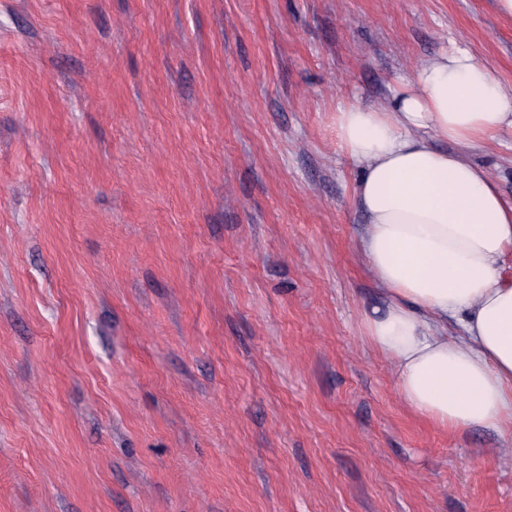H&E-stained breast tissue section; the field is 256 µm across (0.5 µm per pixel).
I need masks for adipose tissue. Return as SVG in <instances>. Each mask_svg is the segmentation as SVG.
I'll list each match as a JSON object with an SVG mask.
<instances>
[{"instance_id": "adipose-tissue-1", "label": "adipose tissue", "mask_w": 512, "mask_h": 512, "mask_svg": "<svg viewBox=\"0 0 512 512\" xmlns=\"http://www.w3.org/2000/svg\"><path fill=\"white\" fill-rule=\"evenodd\" d=\"M335 123L360 172L355 248L386 297L365 314L367 344L414 414L511 430L512 200L470 153L512 134V92L458 48L422 62L389 105L351 103Z\"/></svg>"}]
</instances>
